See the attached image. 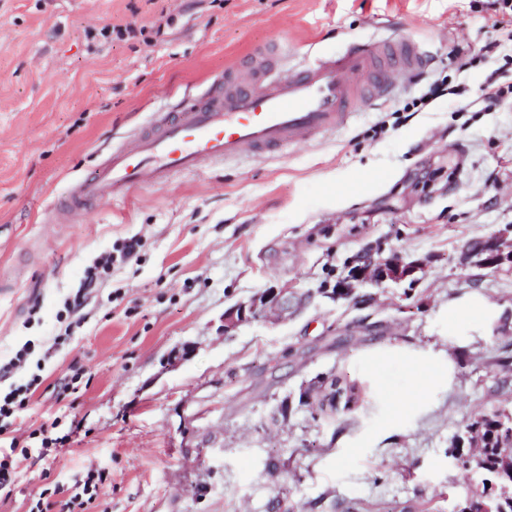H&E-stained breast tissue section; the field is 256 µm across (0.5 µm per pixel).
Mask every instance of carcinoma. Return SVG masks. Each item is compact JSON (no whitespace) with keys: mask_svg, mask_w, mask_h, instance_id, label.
<instances>
[{"mask_svg":"<svg viewBox=\"0 0 512 512\" xmlns=\"http://www.w3.org/2000/svg\"><path fill=\"white\" fill-rule=\"evenodd\" d=\"M481 432L489 437L476 459H466L463 465L478 469L480 484L472 494L484 499L494 512H512V413L493 412L482 418Z\"/></svg>","mask_w":512,"mask_h":512,"instance_id":"carcinoma-1","label":"carcinoma"}]
</instances>
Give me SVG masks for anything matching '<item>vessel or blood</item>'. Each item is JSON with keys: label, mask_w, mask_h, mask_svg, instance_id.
I'll use <instances>...</instances> for the list:
<instances>
[{"label": "vessel or blood", "mask_w": 512, "mask_h": 512, "mask_svg": "<svg viewBox=\"0 0 512 512\" xmlns=\"http://www.w3.org/2000/svg\"><path fill=\"white\" fill-rule=\"evenodd\" d=\"M423 65L416 45L398 41L375 49L354 44L285 71L248 62L182 111L154 113L148 128L78 181L52 215L71 219L87 203L125 200L136 185L162 184L212 161L309 144Z\"/></svg>", "instance_id": "1"}]
</instances>
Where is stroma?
<instances>
[{"label":"stroma","instance_id":"stroma-1","mask_svg":"<svg viewBox=\"0 0 512 512\" xmlns=\"http://www.w3.org/2000/svg\"><path fill=\"white\" fill-rule=\"evenodd\" d=\"M500 17L493 0H0V366L33 348L0 389L41 380L0 425V456L28 455L0 512L64 503L91 470V512H458L480 479L460 464L467 424L512 412V265L462 261L512 225ZM389 39L428 66L340 129L47 226L153 113L264 47L297 64ZM440 80L448 95L405 111ZM132 237L137 261L88 284ZM367 252L419 267L342 295ZM284 287L303 299L287 320L224 333L225 309ZM473 292L493 316L449 343L448 304ZM417 351L450 353L453 379L387 427L382 387L408 385ZM334 382L358 400L317 409Z\"/></svg>","mask_w":512,"mask_h":512}]
</instances>
